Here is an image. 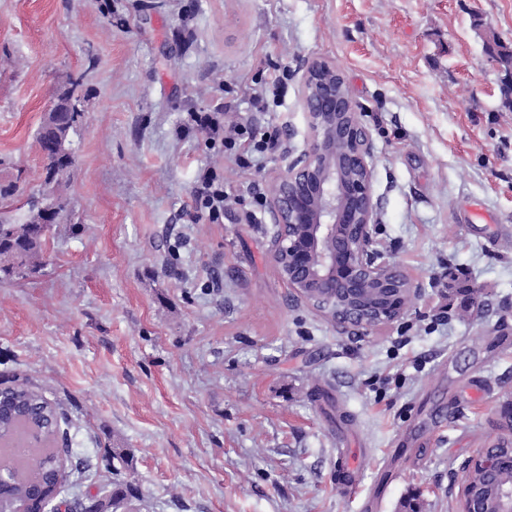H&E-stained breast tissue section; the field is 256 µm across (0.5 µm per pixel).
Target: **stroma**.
Masks as SVG:
<instances>
[{
  "label": "stroma",
  "instance_id": "stroma-1",
  "mask_svg": "<svg viewBox=\"0 0 512 512\" xmlns=\"http://www.w3.org/2000/svg\"><path fill=\"white\" fill-rule=\"evenodd\" d=\"M476 16L512 40V0H0V183L41 188L45 114L67 89L83 112L46 265L0 283V380L61 402L91 465L66 463L63 498L111 490L123 448L135 512H457L512 398V112ZM316 56L371 135L379 247L422 286L368 336L292 302L269 212L246 218L248 183L307 145ZM272 64L278 141L250 176L186 119L236 122ZM205 167L242 195L220 224L189 208ZM452 270L482 291L464 317Z\"/></svg>",
  "mask_w": 512,
  "mask_h": 512
}]
</instances>
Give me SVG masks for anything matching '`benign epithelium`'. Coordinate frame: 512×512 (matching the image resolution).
<instances>
[{"instance_id": "1", "label": "benign epithelium", "mask_w": 512, "mask_h": 512, "mask_svg": "<svg viewBox=\"0 0 512 512\" xmlns=\"http://www.w3.org/2000/svg\"><path fill=\"white\" fill-rule=\"evenodd\" d=\"M344 81L336 62L323 57L309 60L301 75L308 144L271 178L269 259L296 300L366 336L402 318L422 288L376 246L373 147ZM505 465L512 466V452L487 445L465 472L492 478ZM458 512H487L481 493L464 482Z\"/></svg>"}]
</instances>
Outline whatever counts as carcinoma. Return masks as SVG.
Instances as JSON below:
<instances>
[{
  "instance_id": "cac0c4a2",
  "label": "carcinoma",
  "mask_w": 512,
  "mask_h": 512,
  "mask_svg": "<svg viewBox=\"0 0 512 512\" xmlns=\"http://www.w3.org/2000/svg\"><path fill=\"white\" fill-rule=\"evenodd\" d=\"M486 42L497 47L495 61L506 71H512V42L501 40L495 33L486 32ZM82 118V113H67L60 125H45L37 134L39 148L46 160L44 185L53 184L60 172L49 152V144L67 140ZM46 200L37 190L29 194L27 213L17 218L0 212V281L24 278L27 269L44 266L45 233L49 225L43 223V209L38 203ZM67 418L60 403L47 399L41 390L28 381L0 388V438L9 444L14 437L27 440L29 448L23 454V465L13 476L0 483V497L9 500L17 496L28 502L30 512H43L49 501L61 488V463L72 455L68 447L67 431L62 426ZM474 487L482 489L490 503L498 499L497 488L483 475L469 477ZM138 496V489L129 482H112V491L103 497L88 496L86 512H114L130 499Z\"/></svg>"
}]
</instances>
